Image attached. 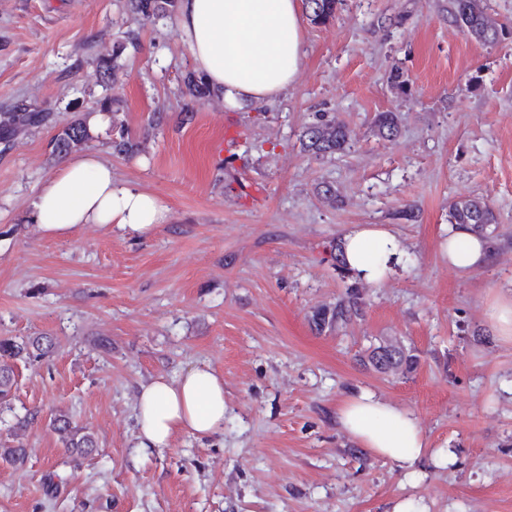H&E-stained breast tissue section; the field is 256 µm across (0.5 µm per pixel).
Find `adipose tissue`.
Wrapping results in <instances>:
<instances>
[{
  "instance_id": "ef3b65f1",
  "label": "adipose tissue",
  "mask_w": 512,
  "mask_h": 512,
  "mask_svg": "<svg viewBox=\"0 0 512 512\" xmlns=\"http://www.w3.org/2000/svg\"><path fill=\"white\" fill-rule=\"evenodd\" d=\"M177 28L196 69L232 110L278 98L294 84L304 58L299 0H180ZM32 220L49 239L66 238L86 224L139 237L167 223L169 209L156 195L116 180L110 164L86 152L40 187ZM342 246L350 271L377 283L399 243L389 231L362 224L344 235ZM444 247L457 270L483 263L488 253L483 236L455 224ZM136 410L138 447L165 448L180 433L210 438L224 429V379L206 364L156 376L141 385ZM338 417L362 448L406 470L427 449L415 416L372 393L345 399Z\"/></svg>"
}]
</instances>
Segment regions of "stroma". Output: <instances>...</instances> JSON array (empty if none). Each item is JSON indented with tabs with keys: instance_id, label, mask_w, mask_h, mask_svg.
I'll list each match as a JSON object with an SVG mask.
<instances>
[{
	"instance_id": "35a3bbf8",
	"label": "stroma",
	"mask_w": 512,
	"mask_h": 512,
	"mask_svg": "<svg viewBox=\"0 0 512 512\" xmlns=\"http://www.w3.org/2000/svg\"><path fill=\"white\" fill-rule=\"evenodd\" d=\"M450 11L451 0H345L332 22L305 23L284 96L229 111L182 84L194 65L175 17L142 22L126 0H0V112L23 101L52 115L0 147V336L55 340L50 357L15 366L13 412L34 420L19 436L0 425V446L18 437L28 455L21 467L0 459V512H392L404 498L427 512H512V340L485 314L512 294V0L489 2L503 31L492 44ZM130 31L139 46L124 51L117 89L139 150L113 153L105 128L88 148L170 219L140 239L94 224L45 238L30 215L63 162L51 141L93 107L97 60ZM387 110L391 140L374 127ZM321 113L351 129L350 150H302ZM472 197L494 210L497 235L486 262L461 272L443 252L448 207ZM358 224L401 244L381 283L330 257ZM351 291L360 317L317 331L314 311ZM385 339L415 350L412 373L367 362ZM196 364L224 377L223 433L137 447L139 386ZM362 391L417 418L418 478L340 426V404ZM61 410L94 433L92 455L63 447L49 424Z\"/></svg>"
}]
</instances>
